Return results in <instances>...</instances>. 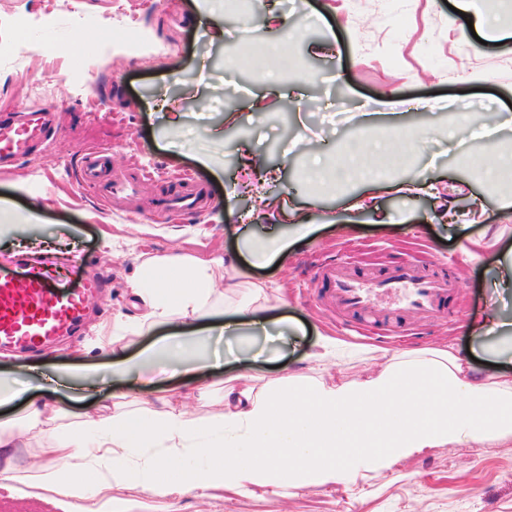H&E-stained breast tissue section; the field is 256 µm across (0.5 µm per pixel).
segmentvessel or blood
Instances as JSON below:
<instances>
[{
	"label": "vessel or blood",
	"instance_id": "vessel-or-blood-1",
	"mask_svg": "<svg viewBox=\"0 0 512 512\" xmlns=\"http://www.w3.org/2000/svg\"><path fill=\"white\" fill-rule=\"evenodd\" d=\"M50 114L36 106L27 122L0 123V159L19 156L37 146L49 131ZM104 164L101 152L84 156L81 180L84 187L100 191L103 198L121 194L132 184L122 171H112L101 182ZM76 286L65 287L42 268L27 266L23 277L0 268V346L35 351L57 336L81 326L93 300L104 286L102 274L90 263H82ZM328 297L347 311L370 307L397 296L400 307L423 315H437L450 295L453 283L426 274L424 265L411 263L380 278L366 279L348 265L334 264L322 273Z\"/></svg>",
	"mask_w": 512,
	"mask_h": 512
}]
</instances>
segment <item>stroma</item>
<instances>
[{
  "label": "stroma",
  "instance_id": "1",
  "mask_svg": "<svg viewBox=\"0 0 512 512\" xmlns=\"http://www.w3.org/2000/svg\"><path fill=\"white\" fill-rule=\"evenodd\" d=\"M455 0H277L288 17L285 48L292 66L283 79L291 102L269 99L263 112L246 107L249 94L266 86L264 69L252 53L230 67L228 54L242 28L238 0H227L221 20L227 35L206 37L213 20L196 0H74L73 13L55 0H0V98L13 102L11 115L32 106L31 88L53 105L55 120L47 146L12 165L0 164V201L21 213L36 211L31 224L0 231V253L19 246L39 251L65 239L61 273L78 284V259L95 262L108 287L92 301L85 325L33 352L0 350V371L40 389L74 396V411H96L115 394L116 412L150 415L164 397L199 382L239 374L266 380L288 375L305 380H351L370 365L404 350L433 351L452 345L459 357L476 359L492 372L512 364V333L473 336L471 322L498 305L512 322V288L492 281L504 246L468 260V239L486 225L505 226L512 236V209L503 194L479 175L495 155L512 150V129L492 139H474L472 126L485 115L512 114V0H477L493 18L500 40L480 44ZM237 111L228 128L224 113ZM375 113L364 123V113ZM178 126H171L172 117ZM424 133L410 165L370 157L378 173L394 183L422 184L416 194L380 193L371 208L351 210L347 199L362 187L314 192L307 170L314 155L337 157L351 142L392 137L395 125ZM464 144L467 161L448 148ZM108 148L110 167L137 178L133 194L107 204L78 183L89 146ZM278 165V178L261 182L244 168L241 150ZM215 160L203 166L201 157ZM198 192L202 211L171 212L169 199L181 189ZM270 194L302 207L316 231L299 241L286 263L251 269L253 278L288 285L281 315L304 332L287 343L263 337L227 336L216 350L224 363L192 376L168 375L156 386L134 388L110 378L73 390L54 389L61 367L105 363L107 354L86 350L95 327L112 318L135 316L127 278L138 276L140 255L232 252L245 237L264 236L266 222L245 223L246 203ZM480 200L481 223L441 219L450 201ZM411 259L449 276L455 289L443 314L372 309L347 313L322 292L325 266L349 263L359 274L389 273ZM341 339L343 348L324 361L310 357L319 334ZM262 349L257 361L228 362L229 352ZM24 401L0 407V420L15 418L25 467L40 464L43 448L66 441L27 429L19 419ZM123 512H512V436L464 442L424 452L389 469H357L346 484L294 487L270 485L256 491L217 492L207 497H167L113 488Z\"/></svg>",
  "mask_w": 512,
  "mask_h": 512
}]
</instances>
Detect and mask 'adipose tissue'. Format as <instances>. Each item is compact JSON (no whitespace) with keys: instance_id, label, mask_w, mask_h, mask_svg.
<instances>
[{"instance_id":"1","label":"adipose tissue","mask_w":512,"mask_h":512,"mask_svg":"<svg viewBox=\"0 0 512 512\" xmlns=\"http://www.w3.org/2000/svg\"><path fill=\"white\" fill-rule=\"evenodd\" d=\"M262 209L289 232L272 228L264 237L246 238L243 247L257 262L286 259L294 243L314 230L299 211L280 202H263ZM238 264L232 254L145 255L140 275L128 282L142 314L124 321L119 333L100 327L91 345L114 352L115 375L138 382L149 381L162 362L187 374L207 369L209 343L196 324L210 313L217 270H228L229 276L224 280L228 320L216 324V331L265 328L269 312L285 303L266 282L240 279ZM173 323L184 325V333L135 356H120L126 335ZM23 418L43 431L61 420L74 421L76 428L66 443L47 449L45 463L29 473L18 465L15 433L0 427V489L46 488L70 505L91 491L115 487L204 496L266 487L284 478L295 486L339 483L351 460L388 469L427 448L512 435V372L483 373L448 349L407 351L351 381L290 378L258 391L252 377L242 376L225 386L223 410L203 427L190 425L182 408L169 401L148 418L115 414L106 405L76 415L49 396L31 399ZM88 436L95 446L81 451L78 444ZM160 439L166 444L161 461L150 452ZM199 453L207 465L185 468L184 458Z\"/></svg>"}]
</instances>
